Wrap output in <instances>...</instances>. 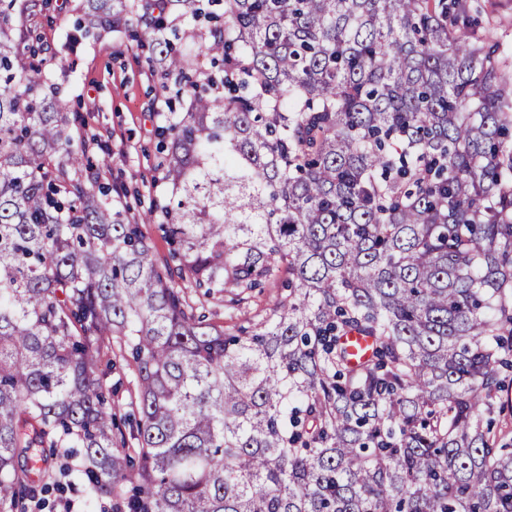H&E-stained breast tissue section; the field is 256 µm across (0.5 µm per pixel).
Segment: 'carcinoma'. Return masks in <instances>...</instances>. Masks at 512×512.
I'll list each match as a JSON object with an SVG mask.
<instances>
[{
  "mask_svg": "<svg viewBox=\"0 0 512 512\" xmlns=\"http://www.w3.org/2000/svg\"><path fill=\"white\" fill-rule=\"evenodd\" d=\"M24 9L0 0V512L78 482L117 512H512V79L466 0H83L79 32L165 60L173 267L83 178ZM278 282L246 336L184 292L232 315ZM184 292L186 293V297L189 298L191 302L195 303L196 307H199V311H206L212 321H224V326H230L229 329L233 328L234 326L248 327L254 323L252 314L239 315L238 318L234 319L232 322L224 318L225 304L229 299L228 293H224V302H219L216 299L204 296L203 291L199 289L187 288L184 290ZM112 373L109 380L112 382V387L115 389V394L112 397L115 402L119 403V407L114 410L117 413L118 419L120 417L128 416L133 413V408L129 405V391L135 389V384L131 373L128 371L125 363L120 359H113ZM501 390L498 393V405L504 408L503 415L497 416L494 431L501 436L499 445L512 447V372L504 371L500 375Z\"/></svg>",
  "mask_w": 512,
  "mask_h": 512,
  "instance_id": "obj_1",
  "label": "carcinoma"
}]
</instances>
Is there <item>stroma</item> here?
<instances>
[{"instance_id": "1", "label": "stroma", "mask_w": 512, "mask_h": 512, "mask_svg": "<svg viewBox=\"0 0 512 512\" xmlns=\"http://www.w3.org/2000/svg\"><path fill=\"white\" fill-rule=\"evenodd\" d=\"M477 35L492 33L512 56V0H469ZM76 0H48L23 18L25 29L41 39L42 56L65 79L71 111L81 122L76 138L100 184L121 195L129 223L140 225L156 257L168 259L169 245L157 224H145L147 209L165 204L162 173L157 170L158 129L168 109L159 95L160 72L131 30L84 38L66 48Z\"/></svg>"}]
</instances>
